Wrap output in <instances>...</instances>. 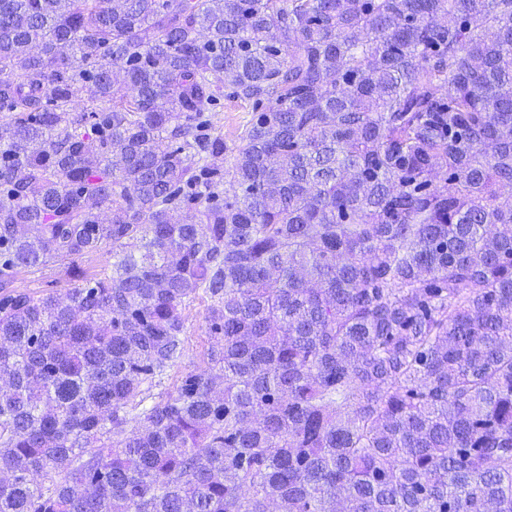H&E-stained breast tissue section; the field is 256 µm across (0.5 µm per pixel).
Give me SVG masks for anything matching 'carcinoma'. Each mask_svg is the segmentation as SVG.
I'll list each match as a JSON object with an SVG mask.
<instances>
[{
	"instance_id": "cac0c4a2",
	"label": "carcinoma",
	"mask_w": 512,
	"mask_h": 512,
	"mask_svg": "<svg viewBox=\"0 0 512 512\" xmlns=\"http://www.w3.org/2000/svg\"><path fill=\"white\" fill-rule=\"evenodd\" d=\"M0 375V512H512V0H0ZM246 116L247 112L241 106L225 101L224 112H218L215 116L216 127L224 133L229 151L239 143L237 134ZM77 283L64 268H57L44 272L20 271L15 277L14 285L21 290L39 292V294L53 293L64 298L68 288L76 286ZM207 301L197 299L185 311V332L187 337V351L178 367L162 380L154 389V393L163 397L172 393L179 377L185 372L201 373L208 370V363L204 351L208 347V330L206 323Z\"/></svg>"
}]
</instances>
